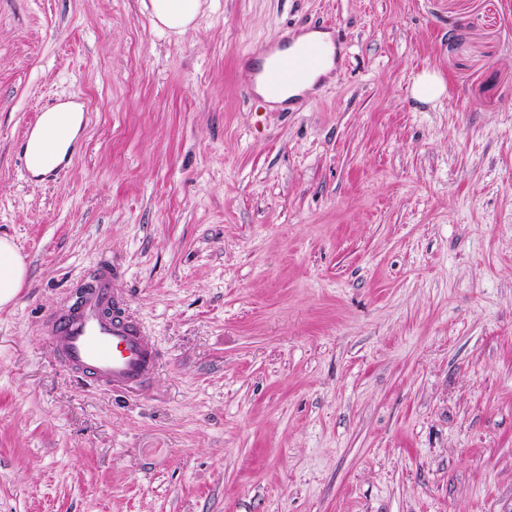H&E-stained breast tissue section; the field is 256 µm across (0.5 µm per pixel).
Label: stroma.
Segmentation results:
<instances>
[{
	"label": "stroma",
	"instance_id": "35a3bbf8",
	"mask_svg": "<svg viewBox=\"0 0 512 512\" xmlns=\"http://www.w3.org/2000/svg\"><path fill=\"white\" fill-rule=\"evenodd\" d=\"M330 33L298 111L258 48ZM437 73L444 95L415 100ZM84 106L37 179L29 118ZM0 512H512V0H0ZM110 258L144 390L40 332ZM151 5L156 25L182 34L193 26L202 2L201 0H152ZM445 86L442 80L435 74L425 72L415 81L412 94L423 102H431L443 95ZM27 275V268L14 243L0 238V307L10 304Z\"/></svg>",
	"mask_w": 512,
	"mask_h": 512
}]
</instances>
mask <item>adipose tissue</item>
<instances>
[{
  "label": "adipose tissue",
  "instance_id": "1",
  "mask_svg": "<svg viewBox=\"0 0 512 512\" xmlns=\"http://www.w3.org/2000/svg\"><path fill=\"white\" fill-rule=\"evenodd\" d=\"M151 5L152 14L158 25L182 34L193 26L202 2L201 0H152ZM309 40L324 44L327 58L323 66L309 73L302 80L278 89L271 88L264 80H257L258 94L268 101L281 103L310 90L333 70L335 47L329 34L321 31L306 32L294 38L291 46L296 49ZM68 111L71 115L70 124L52 146H45L44 131L52 126L54 111L44 112L39 125L31 133L25 146V160L33 176L38 177L57 168L68 155L83 119V114L77 106H69ZM26 275V265L14 243L10 239L0 238V307L14 300L24 284Z\"/></svg>",
  "mask_w": 512,
  "mask_h": 512
}]
</instances>
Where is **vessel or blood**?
<instances>
[{"mask_svg": "<svg viewBox=\"0 0 512 512\" xmlns=\"http://www.w3.org/2000/svg\"><path fill=\"white\" fill-rule=\"evenodd\" d=\"M323 59V46L311 41L300 54L279 55L265 78L286 84L318 68ZM114 281L111 260H102L77 299L48 318L43 335L61 367L91 376L104 389L123 390L144 385L160 354L141 322L124 309Z\"/></svg>", "mask_w": 512, "mask_h": 512, "instance_id": "b4317fda", "label": "vessel or blood"}]
</instances>
